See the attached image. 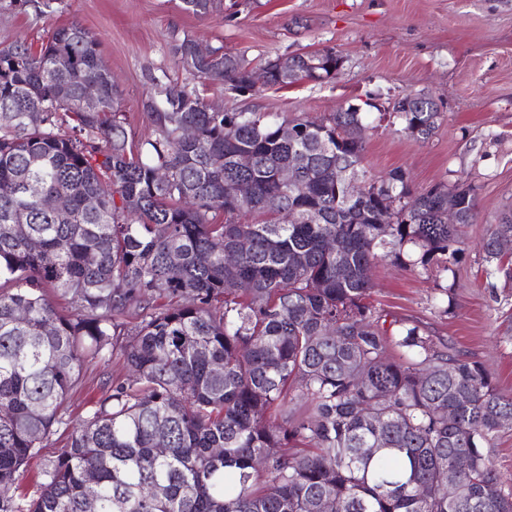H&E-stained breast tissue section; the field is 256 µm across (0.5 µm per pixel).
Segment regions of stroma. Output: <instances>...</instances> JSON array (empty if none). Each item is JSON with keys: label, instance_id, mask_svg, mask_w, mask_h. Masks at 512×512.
<instances>
[{"label": "stroma", "instance_id": "obj_1", "mask_svg": "<svg viewBox=\"0 0 512 512\" xmlns=\"http://www.w3.org/2000/svg\"><path fill=\"white\" fill-rule=\"evenodd\" d=\"M73 21L99 40L139 139L150 133L141 111L155 81L203 88L174 55V39L187 35L205 47H224L254 67L335 48L342 66L334 79L247 94L203 88V96L229 110L288 120H318L369 103L362 153L368 170H403L417 192L439 184L473 187L476 216L450 292L436 288L422 269L383 262L373 270L369 300L480 361L512 393V288L500 279L488 284L480 252L490 224L512 205V0H224L223 10L206 17L183 11L180 0H59L45 13L10 9L0 0V45L22 42L37 51ZM409 93L428 95L441 114L428 140L379 118ZM122 370L117 356L85 366L81 386L64 402L67 417H84ZM68 444L67 430L51 434L21 471L20 492L35 496L44 469Z\"/></svg>", "mask_w": 512, "mask_h": 512}]
</instances>
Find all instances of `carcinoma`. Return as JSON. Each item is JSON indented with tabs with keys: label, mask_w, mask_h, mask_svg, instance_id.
Returning a JSON list of instances; mask_svg holds the SVG:
<instances>
[{
	"label": "carcinoma",
	"mask_w": 512,
	"mask_h": 512,
	"mask_svg": "<svg viewBox=\"0 0 512 512\" xmlns=\"http://www.w3.org/2000/svg\"><path fill=\"white\" fill-rule=\"evenodd\" d=\"M222 5L182 0L200 17ZM193 44L185 36L173 52L197 79L251 92L290 84L222 46L197 58ZM325 52L317 67L313 53L299 60L294 80L335 78ZM100 56L77 22L38 52L0 48V183L68 201L61 217L29 194H0V512H86L89 471L96 512H324L326 499L337 512H512V486L485 452L512 429V395L422 325L366 303L371 268L386 258L435 272L448 292L474 190L414 192L402 170L365 169L366 113L350 107L279 123L165 85L142 102L152 137L140 141ZM89 80L108 91L98 112L79 106ZM389 116L426 140L440 112L407 94ZM216 154L224 165L211 164ZM331 167L363 184L356 198L327 178ZM504 240L511 210L482 239L488 279H512ZM115 352L127 374L70 421L61 408L84 366ZM61 427L69 448L36 496L16 494L20 470ZM461 456L450 488L444 473Z\"/></svg>",
	"instance_id": "carcinoma-1"
}]
</instances>
